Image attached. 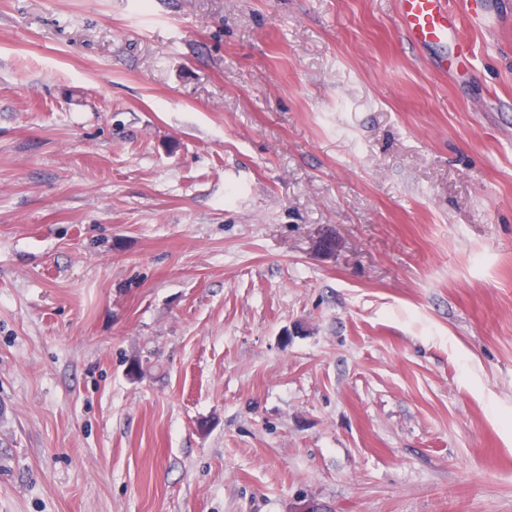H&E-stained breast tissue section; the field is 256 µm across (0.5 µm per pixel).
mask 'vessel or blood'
Returning a JSON list of instances; mask_svg holds the SVG:
<instances>
[{"label":"vessel or blood","mask_w":512,"mask_h":512,"mask_svg":"<svg viewBox=\"0 0 512 512\" xmlns=\"http://www.w3.org/2000/svg\"><path fill=\"white\" fill-rule=\"evenodd\" d=\"M398 20L401 28L419 47H444L450 43L457 46V55L442 58V69L467 67L470 45L460 36L462 17L453 0H398Z\"/></svg>","instance_id":"vessel-or-blood-1"}]
</instances>
